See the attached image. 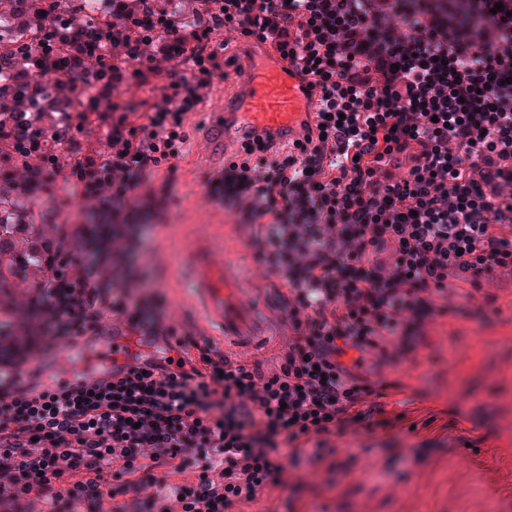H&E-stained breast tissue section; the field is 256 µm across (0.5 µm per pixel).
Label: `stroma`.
<instances>
[{"label": "stroma", "instance_id": "35a3bbf8", "mask_svg": "<svg viewBox=\"0 0 512 512\" xmlns=\"http://www.w3.org/2000/svg\"><path fill=\"white\" fill-rule=\"evenodd\" d=\"M233 81L213 79L203 101L185 120L189 134L178 160L174 201L159 228L148 230L139 267L168 299L172 321L229 356L239 343L212 323L195 288L192 255L199 245L223 253L246 295L262 315L249 352L275 355L285 332L279 291L252 266L247 231L222 205L206 199L204 182L237 158L238 142L209 144ZM499 312L464 311L437 319L427 342L397 372L409 396L387 401L392 431H376L363 447L341 445L334 487L323 480L299 485L301 512H512V288L501 291ZM455 342L456 358L446 345Z\"/></svg>", "mask_w": 512, "mask_h": 512}]
</instances>
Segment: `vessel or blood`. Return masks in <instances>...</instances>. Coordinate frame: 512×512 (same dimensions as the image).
Instances as JSON below:
<instances>
[{"label": "vessel or blood", "mask_w": 512, "mask_h": 512, "mask_svg": "<svg viewBox=\"0 0 512 512\" xmlns=\"http://www.w3.org/2000/svg\"><path fill=\"white\" fill-rule=\"evenodd\" d=\"M240 94L225 107L224 120L214 136L219 140L240 138L251 133L275 140H294L308 118L307 84L293 66L266 57L245 61L239 78ZM196 286L211 319L225 335L248 342L257 336L261 318L257 308L243 295L233 270L222 253L199 249L196 259ZM128 343L122 333L108 329L95 351L85 353L71 370L80 375L112 363H124Z\"/></svg>", "instance_id": "1"}]
</instances>
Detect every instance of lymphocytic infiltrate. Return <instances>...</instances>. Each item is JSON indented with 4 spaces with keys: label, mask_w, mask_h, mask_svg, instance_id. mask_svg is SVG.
<instances>
[{
    "label": "lymphocytic infiltrate",
    "mask_w": 512,
    "mask_h": 512,
    "mask_svg": "<svg viewBox=\"0 0 512 512\" xmlns=\"http://www.w3.org/2000/svg\"><path fill=\"white\" fill-rule=\"evenodd\" d=\"M241 29L318 94L285 153L246 141L205 195L250 227L288 329L272 365L180 332L134 257L165 210L202 101L192 75L134 125L112 115L103 181L53 168L80 221L37 295H0V512H233L293 489L297 459L332 458L373 431L388 383L454 298L496 310L512 284V0H220ZM503 4L495 12V4ZM164 346L107 385L58 387L40 361L91 344L108 322ZM198 347L190 358L188 347Z\"/></svg>",
    "instance_id": "1"
}]
</instances>
